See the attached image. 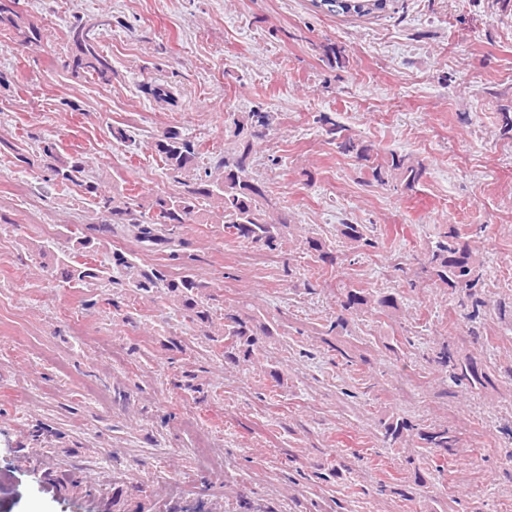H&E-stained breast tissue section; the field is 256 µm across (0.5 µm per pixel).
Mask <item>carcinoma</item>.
<instances>
[{
  "instance_id": "obj_1",
  "label": "carcinoma",
  "mask_w": 512,
  "mask_h": 512,
  "mask_svg": "<svg viewBox=\"0 0 512 512\" xmlns=\"http://www.w3.org/2000/svg\"><path fill=\"white\" fill-rule=\"evenodd\" d=\"M324 5L338 14L365 16L386 10L391 0H323ZM18 0H0V27L13 29L20 43L38 38L37 29L22 22L20 12L10 7ZM71 55L64 67L78 76L87 73L103 84L112 80V63L99 49L92 26L76 20L69 30ZM146 94L157 102L175 104L176 97L165 84L148 82L143 85ZM327 126L326 134L336 141L339 153L352 155L367 163L370 180L385 185L397 179L408 188L420 184L425 168L396 153L385 158L372 157L369 145L355 138L347 129L332 122L326 116L319 118ZM234 136L249 131V137L262 138L269 132V118L263 112H249L233 119ZM153 149L167 175L181 185V189L158 195L149 209L138 210L139 203L134 196L117 199L101 191L99 185L81 179L83 160L77 155L64 159L58 154L57 144L47 141L42 147L46 158L45 170L49 179L62 185L73 184L80 188V196L102 212L112 216L114 224H129L135 229L136 237L142 242L173 241V235L185 224H202L211 204L221 208L220 219L224 232L243 238L268 251L278 248L288 218L274 212L267 197L265 186L252 176L250 154L251 143L229 152L224 161L214 170H204L197 175L200 145L184 137L176 130L164 132L154 142ZM340 237L354 249L373 247L375 242L368 238L363 224H342ZM303 249L318 261L332 265L337 260L333 249L325 241L307 237L302 240ZM100 243L88 236L77 237L76 247L64 260L66 278L76 284L91 280H113L110 269L96 264L94 255ZM422 269L431 274L433 284L448 288L460 295V307L465 318L475 321L490 308L489 301L479 292L483 283V269L477 254L470 244L463 240L458 229L450 224L439 239L428 248L421 262ZM115 266L120 269L127 285L139 291L151 292L165 288L181 302L183 310L193 320L209 319V306L205 304L207 285L199 281L191 270H186L179 280L167 279L165 273L156 267L144 268L133 258L118 253ZM338 311L333 329L345 330L348 316L362 309L397 308L398 299L393 293H371L364 288L337 286ZM273 335L266 324L253 318H244L234 310L224 313V360L239 364L251 360L255 345L264 337ZM435 363L449 372L450 378L458 385L484 387L492 384V374L472 360L459 361L448 349H441L435 356ZM415 434L425 448L448 458L457 445L456 436L446 428H419L406 417H391L384 423V437L395 443L406 435Z\"/></svg>"
}]
</instances>
